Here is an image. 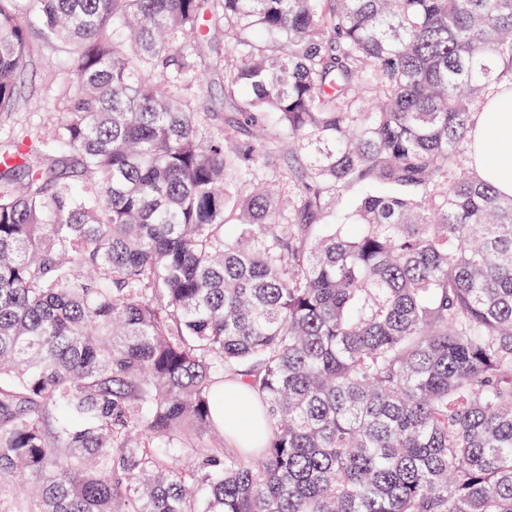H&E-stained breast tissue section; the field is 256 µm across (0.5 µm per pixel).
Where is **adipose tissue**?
Instances as JSON below:
<instances>
[{
    "instance_id": "ef3b65f1",
    "label": "adipose tissue",
    "mask_w": 512,
    "mask_h": 512,
    "mask_svg": "<svg viewBox=\"0 0 512 512\" xmlns=\"http://www.w3.org/2000/svg\"><path fill=\"white\" fill-rule=\"evenodd\" d=\"M468 133L472 167L503 196H512V92L495 96Z\"/></svg>"
}]
</instances>
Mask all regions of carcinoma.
Segmentation results:
<instances>
[{
  "instance_id": "obj_1",
  "label": "carcinoma",
  "mask_w": 512,
  "mask_h": 512,
  "mask_svg": "<svg viewBox=\"0 0 512 512\" xmlns=\"http://www.w3.org/2000/svg\"><path fill=\"white\" fill-rule=\"evenodd\" d=\"M27 8L72 60L53 134L0 151V512H512V197L467 141L512 89V0ZM252 396L268 433L224 446ZM205 41L197 58V69L205 75L206 82L203 87L193 86L191 93L204 97L210 107L211 113L204 125L209 135L224 130V117L229 112L224 106V26L213 25L207 29Z\"/></svg>"
}]
</instances>
